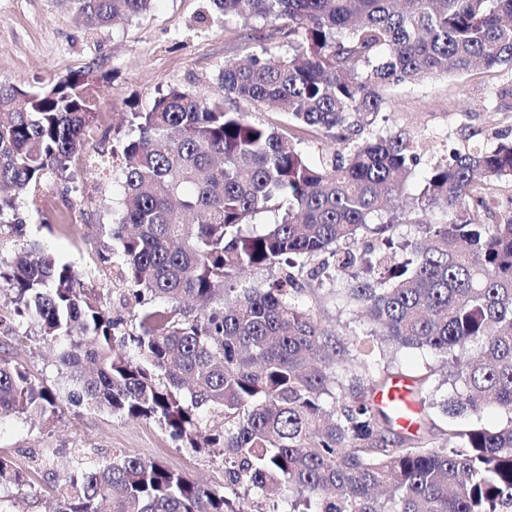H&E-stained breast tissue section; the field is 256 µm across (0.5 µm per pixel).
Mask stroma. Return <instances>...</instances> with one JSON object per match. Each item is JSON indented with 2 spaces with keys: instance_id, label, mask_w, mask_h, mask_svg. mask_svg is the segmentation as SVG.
Wrapping results in <instances>:
<instances>
[{
  "instance_id": "1",
  "label": "stroma",
  "mask_w": 512,
  "mask_h": 512,
  "mask_svg": "<svg viewBox=\"0 0 512 512\" xmlns=\"http://www.w3.org/2000/svg\"><path fill=\"white\" fill-rule=\"evenodd\" d=\"M261 46L284 53L288 39L260 19H218L210 0H156L149 11L98 30L86 28L71 0H0V81L37 87L88 73L100 108L85 141V157L106 148L113 133H129L132 113L147 111L159 92L181 88L223 97L218 75L225 63ZM511 85V71L479 66L461 76L394 86L386 96L387 125L418 135L430 158L444 155L451 143L490 149L498 134H512V99L497 96ZM120 199L111 172L86 168L79 160L62 177L48 180L37 204L19 207L28 236L83 272L86 287L109 289L114 307L119 282L90 267L108 241L105 230L117 217ZM309 303L347 344V367L375 369L374 357L359 346L374 325L327 292ZM13 311L9 290H0V358L25 368L42 385L56 387V350L41 341L33 321L16 324ZM387 360L406 375L433 372V391L420 410L443 422L439 405L452 387L450 370L440 358L427 350L403 349L388 353ZM80 449L95 461L120 450L160 461L189 479L224 486L218 460L180 447L156 422L64 401L51 415L0 418V456L31 481L23 490H0V499L10 512H58L61 503L51 487L59 471L74 465Z\"/></svg>"
}]
</instances>
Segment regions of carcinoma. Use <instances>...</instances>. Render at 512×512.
Wrapping results in <instances>:
<instances>
[{
  "label": "carcinoma",
  "mask_w": 512,
  "mask_h": 512,
  "mask_svg": "<svg viewBox=\"0 0 512 512\" xmlns=\"http://www.w3.org/2000/svg\"><path fill=\"white\" fill-rule=\"evenodd\" d=\"M154 0H76L106 26ZM226 18L288 27V52L261 46L221 72L224 99L170 88L136 135L117 140L123 188L112 245L97 255L125 285L128 319L84 292L44 247L0 256L15 314L57 350L58 390L0 358V416L45 415L60 401L157 422L184 448L222 457L224 490L126 453L56 476L59 512H512V138L490 151L453 147L426 163L403 209L423 238L391 264L396 217L422 163L418 139L376 127L385 90L439 75L512 70V0H211ZM275 104L258 123L241 102ZM97 104L88 74L37 88L0 82V228L25 235L18 199L37 205L49 176L83 152ZM338 149L319 162L302 144ZM438 210L442 224L421 215ZM265 211L280 221L247 232ZM382 244L354 250L360 230ZM302 279L306 264L323 254ZM276 271L241 286L247 269ZM360 308L381 344L453 358L448 421L406 430L376 393L399 376L379 362L363 379L307 297L312 282ZM493 407V428L456 419ZM28 480L0 458V489Z\"/></svg>",
  "instance_id": "1"
}]
</instances>
